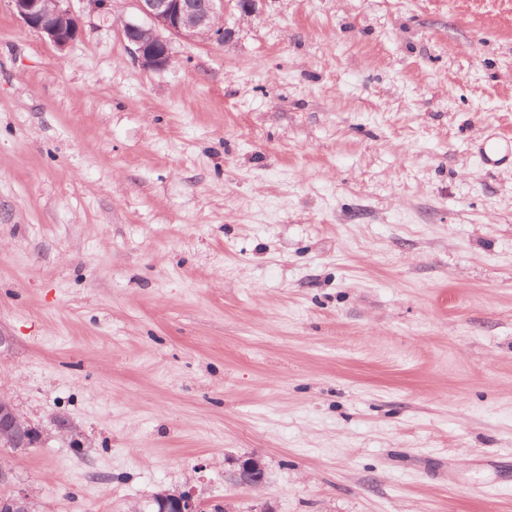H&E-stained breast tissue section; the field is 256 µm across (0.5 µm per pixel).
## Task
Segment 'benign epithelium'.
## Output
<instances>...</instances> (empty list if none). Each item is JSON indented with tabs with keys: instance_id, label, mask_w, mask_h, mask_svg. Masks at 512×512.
Here are the masks:
<instances>
[{
	"instance_id": "1",
	"label": "benign epithelium",
	"mask_w": 512,
	"mask_h": 512,
	"mask_svg": "<svg viewBox=\"0 0 512 512\" xmlns=\"http://www.w3.org/2000/svg\"><path fill=\"white\" fill-rule=\"evenodd\" d=\"M71 0H10L13 15L25 26L44 35L63 50L78 37L79 16ZM136 17L121 24L120 35L132 58L147 69L161 70L172 60L171 39L195 37L224 42V0H130ZM25 447L43 443L40 427L24 418L13 403L0 397V446L11 447L18 437ZM23 447V448H25ZM18 447L16 451L21 452ZM234 481L241 487L259 489L266 483V471L255 457L239 460ZM157 512H202L191 494L161 491L152 498ZM0 512H31L28 494L16 491L0 500Z\"/></svg>"
}]
</instances>
